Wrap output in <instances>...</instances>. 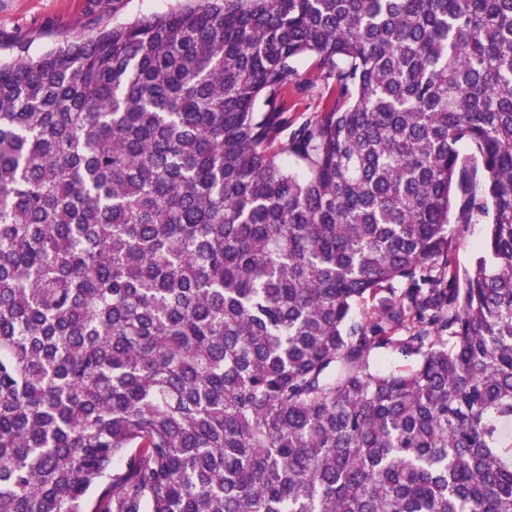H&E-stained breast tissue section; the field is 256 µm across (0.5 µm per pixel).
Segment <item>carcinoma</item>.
I'll use <instances>...</instances> for the list:
<instances>
[{
	"instance_id": "cac0c4a2",
	"label": "carcinoma",
	"mask_w": 512,
	"mask_h": 512,
	"mask_svg": "<svg viewBox=\"0 0 512 512\" xmlns=\"http://www.w3.org/2000/svg\"><path fill=\"white\" fill-rule=\"evenodd\" d=\"M509 424L512 0H188L0 61V512H512ZM329 95L327 81L314 60H299L295 64V77L286 96L288 119L293 124H299L314 112H320L327 104ZM485 234L486 224H467L462 228L455 251V262L461 278L470 270Z\"/></svg>"
}]
</instances>
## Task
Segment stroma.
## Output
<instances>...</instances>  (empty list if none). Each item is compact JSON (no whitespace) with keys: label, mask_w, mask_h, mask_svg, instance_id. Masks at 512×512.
Returning <instances> with one entry per match:
<instances>
[{"label":"stroma","mask_w":512,"mask_h":512,"mask_svg":"<svg viewBox=\"0 0 512 512\" xmlns=\"http://www.w3.org/2000/svg\"><path fill=\"white\" fill-rule=\"evenodd\" d=\"M180 0H0V57H36L66 40L87 39L112 25L161 15ZM330 92L313 59L299 60L286 96L288 118L321 111Z\"/></svg>","instance_id":"35a3bbf8"}]
</instances>
